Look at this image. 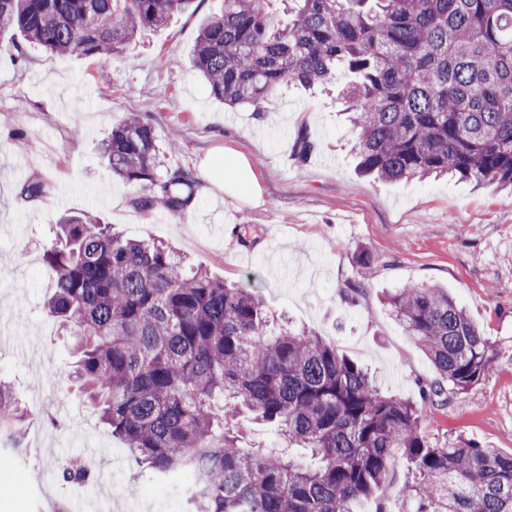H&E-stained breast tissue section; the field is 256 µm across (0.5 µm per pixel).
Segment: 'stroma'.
Masks as SVG:
<instances>
[{"mask_svg": "<svg viewBox=\"0 0 512 512\" xmlns=\"http://www.w3.org/2000/svg\"><path fill=\"white\" fill-rule=\"evenodd\" d=\"M223 0L145 32L112 58L57 56L27 47L21 61L0 34V378L28 417V456L0 439V512H58L63 502L112 499L113 512H177L176 482L159 487L70 381L71 338L43 308L53 281L43 254L65 215L89 214L124 236L171 244L188 263L251 290L274 317L324 337L368 369L388 395L420 401L435 372L383 303L387 290L440 286L489 339L484 379L447 405L426 406L423 430L441 444L465 438L512 453V193L458 179L380 182L360 176L336 86L282 91L263 120L214 100L189 58ZM138 113L155 129L163 166L192 174L186 212L138 209L136 191L101 155L113 125ZM180 147L170 152L168 135ZM315 150L297 165L299 132ZM244 155L260 200L224 197V156ZM40 180L41 200L20 197ZM371 261L360 265V252ZM363 292L343 302L350 283ZM101 453L79 489L63 462ZM124 487L114 496L115 487Z\"/></svg>", "mask_w": 512, "mask_h": 512, "instance_id": "obj_1", "label": "stroma"}]
</instances>
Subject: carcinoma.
I'll use <instances>...</instances> for the list:
<instances>
[{
  "label": "carcinoma",
  "instance_id": "obj_1",
  "mask_svg": "<svg viewBox=\"0 0 512 512\" xmlns=\"http://www.w3.org/2000/svg\"><path fill=\"white\" fill-rule=\"evenodd\" d=\"M195 0H0V31L51 54L106 56L168 24ZM190 63L215 100L260 116L280 89L344 96L362 173L383 181L443 175L512 188V0H224ZM133 203L179 213L197 181L158 173L152 125L131 114L102 143ZM43 182L24 184L33 202ZM54 278L47 312L75 336L73 380L149 474L195 473L194 512H354L408 475L397 512H512V454L459 439L431 443L423 407L387 396L321 336L269 329L262 301L162 243L125 239L90 215H68L44 251ZM388 305L437 377L446 404L479 384L493 348L445 288H398ZM272 424L310 468L243 447L228 419ZM27 413L0 381V437L21 443ZM66 481L92 468L65 466Z\"/></svg>",
  "mask_w": 512,
  "mask_h": 512
}]
</instances>
